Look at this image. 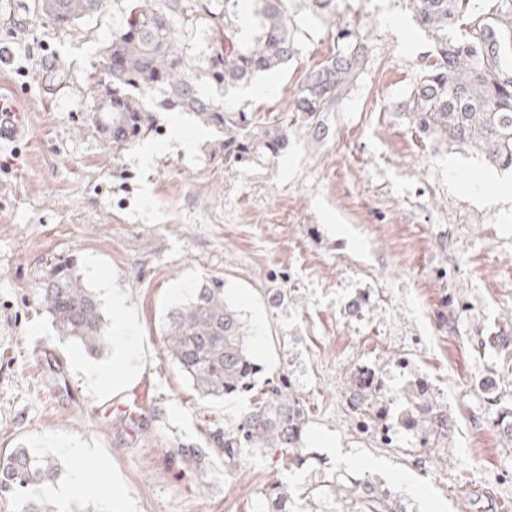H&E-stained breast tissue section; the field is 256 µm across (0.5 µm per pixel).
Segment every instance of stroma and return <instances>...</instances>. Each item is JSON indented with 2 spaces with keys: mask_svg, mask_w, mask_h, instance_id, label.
Returning a JSON list of instances; mask_svg holds the SVG:
<instances>
[{
  "mask_svg": "<svg viewBox=\"0 0 512 512\" xmlns=\"http://www.w3.org/2000/svg\"><path fill=\"white\" fill-rule=\"evenodd\" d=\"M128 9L106 0L62 30L37 0H0L12 53L0 96L30 114L0 145V453L61 463L52 482L0 493V512L30 498L56 512H269L281 481L294 489L288 512H360L364 492L330 491L357 481L388 487L403 512H512V432L498 424L512 407V197L500 193L512 171L416 131L407 105L432 41L409 0H288V62L223 96L287 125L288 144L274 162L232 167L214 154L220 133L188 112L154 110L149 164L139 145L102 146L86 77ZM343 28L359 64L315 115L297 111ZM176 122L180 145L168 142ZM59 258L90 288L106 278L122 291L144 353L132 375L115 373L117 341L92 356L57 336L35 286ZM213 277L250 325L259 366L252 393L224 400L201 397L162 344L167 310ZM364 363L394 418L426 378L447 435L425 447L397 426L388 444L359 433L341 404ZM88 366L105 371L102 390ZM283 378L307 409L305 461L256 448L225 465L210 433ZM184 448L203 455L185 461ZM78 467L85 487L58 497Z\"/></svg>",
  "mask_w": 512,
  "mask_h": 512,
  "instance_id": "35a3bbf8",
  "label": "stroma"
}]
</instances>
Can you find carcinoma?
<instances>
[{
	"label": "carcinoma",
	"instance_id": "carcinoma-1",
	"mask_svg": "<svg viewBox=\"0 0 512 512\" xmlns=\"http://www.w3.org/2000/svg\"><path fill=\"white\" fill-rule=\"evenodd\" d=\"M258 33L238 45L239 0H131L122 29L104 48L88 76L95 121L102 144L113 152L144 137L152 118L135 95L146 89L166 111L191 112L223 135L218 151L224 163L241 165L278 158L288 143V127L259 123L250 113L226 109L205 95L200 82L224 91L248 84L292 56L286 0H256ZM414 20L432 39L429 63L411 94L415 128L480 153L488 162L512 169V3L501 0L488 10L475 0H410ZM104 0H38L48 20L70 30L103 9ZM202 25L210 33L203 66L191 63L189 47L176 34ZM356 57L347 51L319 65L301 89L298 109L314 114L317 104L351 75ZM40 306L59 336L99 356L109 332L102 305L75 270L59 260L36 285ZM165 351L177 369L204 397L222 398L250 390L259 367L249 349L248 326L224 297V281L191 285L185 301L166 314ZM411 402L430 414L425 430H448V412L430 405L421 390ZM357 417L367 418L378 399L368 390L355 402ZM306 408L279 384L247 408L224 436H214L224 459L235 461L245 448H263L285 462L303 460ZM56 459L28 448H14L0 459V485L21 488L53 481ZM291 489L278 484L269 494L271 512H286ZM368 512H403L388 492L367 491Z\"/></svg>",
	"mask_w": 512,
	"mask_h": 512
}]
</instances>
